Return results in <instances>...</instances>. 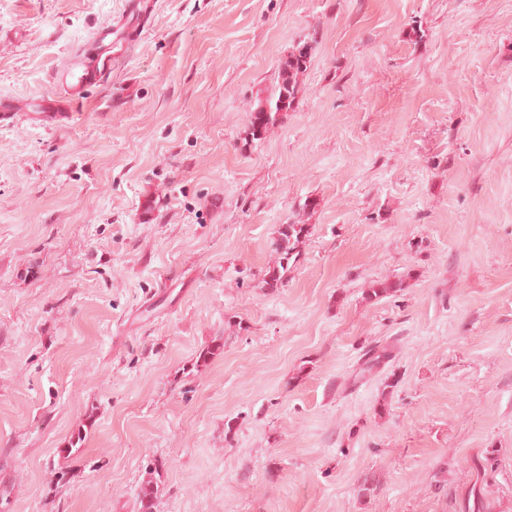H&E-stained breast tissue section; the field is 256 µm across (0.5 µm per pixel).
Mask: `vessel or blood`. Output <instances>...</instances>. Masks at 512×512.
<instances>
[{
  "label": "vessel or blood",
  "mask_w": 512,
  "mask_h": 512,
  "mask_svg": "<svg viewBox=\"0 0 512 512\" xmlns=\"http://www.w3.org/2000/svg\"><path fill=\"white\" fill-rule=\"evenodd\" d=\"M140 35V29L117 21L100 26L92 45L80 52L75 63L62 73L63 85L70 101L77 102L89 98L109 77L114 63L108 52L111 37L118 36L125 42L133 43ZM57 106V100L52 97L28 102L0 98V125L13 123L18 115L32 110L36 111L41 120L50 122L58 116Z\"/></svg>",
  "instance_id": "1"
}]
</instances>
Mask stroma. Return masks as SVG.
<instances>
[{
    "instance_id": "obj_1",
    "label": "stroma",
    "mask_w": 512,
    "mask_h": 512,
    "mask_svg": "<svg viewBox=\"0 0 512 512\" xmlns=\"http://www.w3.org/2000/svg\"><path fill=\"white\" fill-rule=\"evenodd\" d=\"M125 10L0 0V97L61 95ZM148 479L155 512H512V0H156L107 86L0 126V512ZM309 233L304 224H283L278 230L275 250L278 255L276 265L267 271L263 282L268 288H278L288 278V272L295 267L300 259V252L296 251L302 237Z\"/></svg>"
}]
</instances>
